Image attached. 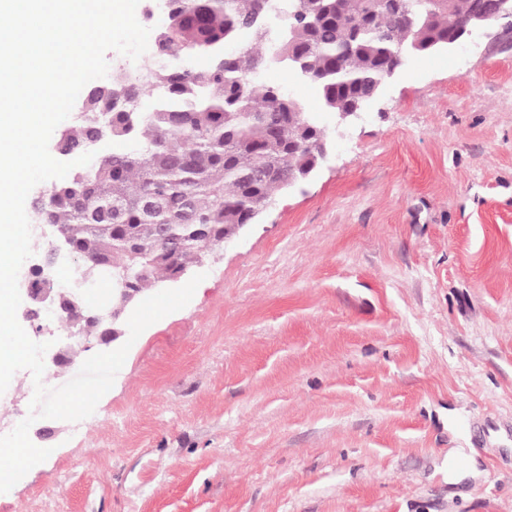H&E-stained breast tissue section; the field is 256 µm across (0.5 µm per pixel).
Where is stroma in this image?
<instances>
[{"instance_id": "obj_1", "label": "stroma", "mask_w": 512, "mask_h": 512, "mask_svg": "<svg viewBox=\"0 0 512 512\" xmlns=\"http://www.w3.org/2000/svg\"><path fill=\"white\" fill-rule=\"evenodd\" d=\"M259 82L326 158L205 251L92 415L32 424L50 454L0 512H512V33L409 57L344 125ZM30 308L34 342L105 351ZM33 394L17 371L0 436Z\"/></svg>"}]
</instances>
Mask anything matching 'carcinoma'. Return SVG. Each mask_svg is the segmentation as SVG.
Masks as SVG:
<instances>
[{
	"label": "carcinoma",
	"instance_id": "1",
	"mask_svg": "<svg viewBox=\"0 0 512 512\" xmlns=\"http://www.w3.org/2000/svg\"><path fill=\"white\" fill-rule=\"evenodd\" d=\"M483 0H371V20L359 26L325 17L314 25L300 7L353 17L363 0H165L171 26L157 33L163 60L146 76L88 86L86 119L65 134L63 149L80 154L107 135L128 150L80 167L36 203L42 222L56 226L83 258L80 272L94 277L95 262L128 275L137 293L158 277L196 262L202 250L224 242L254 197L272 199L310 163L302 105L256 77L276 58L313 83L323 106L344 109L381 80L397 48L440 52ZM277 10L285 39L265 50L268 31L243 22L252 10ZM244 33L253 46L228 50ZM207 61L202 72L181 64ZM156 104L145 112V93ZM67 318L78 333L107 326L73 297Z\"/></svg>",
	"mask_w": 512,
	"mask_h": 512
}]
</instances>
